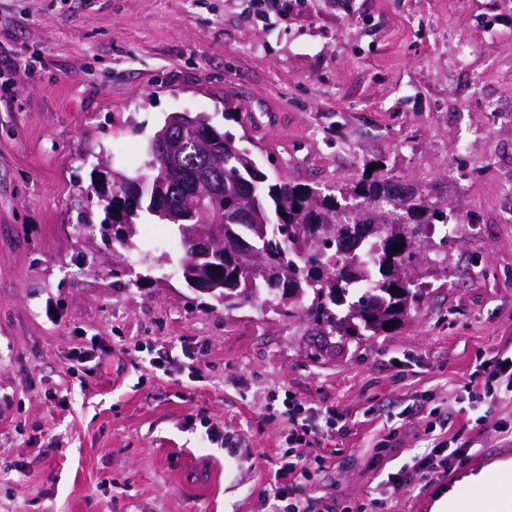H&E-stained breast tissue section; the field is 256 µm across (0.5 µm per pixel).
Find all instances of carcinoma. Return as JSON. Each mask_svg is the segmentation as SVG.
Returning a JSON list of instances; mask_svg holds the SVG:
<instances>
[{
  "label": "carcinoma",
  "mask_w": 512,
  "mask_h": 512,
  "mask_svg": "<svg viewBox=\"0 0 512 512\" xmlns=\"http://www.w3.org/2000/svg\"><path fill=\"white\" fill-rule=\"evenodd\" d=\"M224 120L238 124L243 134L192 113L189 123L201 133L212 132L215 144L203 145L188 129L172 159L158 160L148 145V172L112 183L103 223L115 227L121 246L132 244L137 220L157 218L179 236V270L187 280L194 274L192 228L209 218L204 193L210 183L222 186L223 247L205 260L208 276L218 284L213 296L226 311L264 298L300 328L313 362L352 340L398 329L439 276H448V239L435 243L432 235L435 225L448 223L447 203L406 193L381 173L365 172L350 188L272 179L242 145L250 138L248 117L226 112ZM344 211L353 214V224L340 222ZM354 229L374 240L364 260L343 252ZM395 244L400 250H392Z\"/></svg>",
  "instance_id": "cac0c4a2"
}]
</instances>
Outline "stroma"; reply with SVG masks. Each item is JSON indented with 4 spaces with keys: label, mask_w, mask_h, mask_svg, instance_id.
I'll list each match as a JSON object with an SVG mask.
<instances>
[{
    "label": "stroma",
    "mask_w": 512,
    "mask_h": 512,
    "mask_svg": "<svg viewBox=\"0 0 512 512\" xmlns=\"http://www.w3.org/2000/svg\"><path fill=\"white\" fill-rule=\"evenodd\" d=\"M15 58L29 70L0 99V512H258L287 449L260 417L277 388L368 416L315 471L314 512L370 502L391 472L382 512H428L451 485L463 503L461 475L512 459L494 430L512 402L459 405L476 353L512 348V0H297L266 18L250 0H0V64ZM228 101L272 114L252 142L288 180L349 185L376 165L447 201L466 227L447 287L314 363L263 306L228 315L187 288L155 240L166 225L137 226L138 285L113 277L127 251L93 222L97 158L144 169L166 115L220 126ZM76 348L102 364L74 373ZM429 399L480 449L427 478L413 457Z\"/></svg>",
    "instance_id": "35a3bbf8"
}]
</instances>
